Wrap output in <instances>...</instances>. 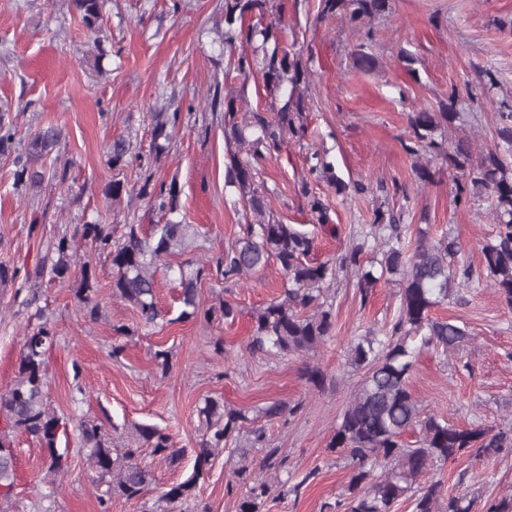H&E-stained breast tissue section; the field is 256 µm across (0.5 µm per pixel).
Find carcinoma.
I'll return each mask as SVG.
<instances>
[{
    "label": "carcinoma",
    "mask_w": 512,
    "mask_h": 512,
    "mask_svg": "<svg viewBox=\"0 0 512 512\" xmlns=\"http://www.w3.org/2000/svg\"><path fill=\"white\" fill-rule=\"evenodd\" d=\"M272 0H224V48L234 58L233 70L249 78L259 69L267 86H291L288 99L276 112L249 113L242 122L236 121V97L220 100L214 96L211 106L224 105L228 122L224 138L248 145L247 157L229 155L225 164V186L235 187L242 196L244 207L255 217L241 225L239 237L224 249L211 263L199 267L181 278V315L198 312L197 284L207 272H216L226 282H237L254 270L264 267L270 259L281 266L287 282L283 292L252 316V329L247 348L251 354L290 355L315 350L331 336L333 316L330 307L322 301L324 290L335 280L337 269L353 270L361 300H367L374 288L388 274L401 281L398 315L384 334L373 329L355 337L349 345L350 364L365 369L364 377L344 410L328 447L348 454L354 471L348 484L349 496L333 504H323V512H394L401 500L410 501L412 512H475L476 500L456 495L445 496L443 484L428 477L438 464L455 462L464 455L496 457L512 451V428L498 431L481 426L464 428L448 419L423 411L419 400L409 388V379L416 358L426 348L446 354L469 340L466 326L451 320L432 317V309L448 299L454 286L469 288L486 281L508 304L512 305V166L496 150H488L480 160L473 161L471 141L463 137L453 151L443 155L449 165L459 171L456 182V202L478 200L481 194L494 202L497 230L482 247V269L473 270L469 264L458 263L455 257L461 244L451 236L429 240L423 231H417L415 242L404 235L406 225L394 213L376 209L372 223L363 224L357 231L356 243L342 255L338 267L327 262L308 261L314 250L315 238L298 228L279 220L267 204L258 182L260 162L280 154L287 147L286 137L301 139L305 135L304 98L301 85L307 81L299 54L283 41L286 24L283 17L263 23ZM81 23L92 34L98 32L104 0H75ZM390 0H319L317 16L320 19L344 13L352 24L381 15L389 10ZM258 44L263 56L257 59L245 52L236 53L239 46ZM459 118L454 96L441 105V111L416 110L409 114V152L419 147L430 152L440 150L445 129ZM498 139L512 150V103L498 102ZM178 115L175 112H153L152 144L155 155L167 152L170 133ZM61 137V130L46 127L31 135L25 153L15 164L16 189H39L45 180L55 177L45 170L34 168L33 162L50 155ZM133 145L130 140L118 138L106 147L112 169L127 166ZM307 174L301 186L308 191V179L330 182L338 193L350 190L357 194L367 192L362 181L351 184L335 175L330 163L317 151L310 154ZM472 197H467L466 187ZM138 194L150 199L161 212L177 211L176 183L158 186L151 176L143 177ZM310 212L320 227L328 226L327 207L317 197L308 201ZM123 234L116 238L110 224H77L73 233L58 234L48 247L38 277L48 281H64L71 275L76 257V240L110 260L112 265V296L133 304L148 324L159 312L155 301V271L165 258L180 250L194 227L179 221L154 225L150 237H142L141 225H123ZM381 248L378 260L380 272L366 266L365 253ZM98 284L88 267H83L75 295L85 316L95 320L99 316L96 296ZM55 341L52 327L44 322L26 336L20 352L18 375L5 392L0 393V414L10 429L29 435L41 447L44 466L49 472L63 469L62 455L58 453L59 434L65 431L62 417L51 407L45 392L47 364L45 355ZM299 405L273 401L262 409L268 419L293 416ZM204 427L203 439L195 449L192 473L183 481L168 487L160 501L173 505L197 496L199 482L207 474L212 458L228 449L237 454L235 476L243 491L237 503V512H263L273 493V484L255 470H275L282 466L277 448H267L265 428L253 424L245 411L231 408L223 402L207 398L198 409ZM419 429L414 444L404 440V434ZM246 430L249 448H229ZM82 441L88 448V457L107 486L104 495L127 501L139 500L154 481L149 466L139 461L141 448L151 449L153 455L171 467L181 464L185 449L174 447L171 436L156 426L135 428L134 444L113 452L111 442L101 433V426L92 420L81 424ZM265 448L267 452L253 467L249 450ZM381 468L378 479H373L375 468ZM12 454L6 451V436L0 437V483L11 486ZM481 512H512V497L485 501Z\"/></svg>",
    "instance_id": "cac0c4a2"
}]
</instances>
